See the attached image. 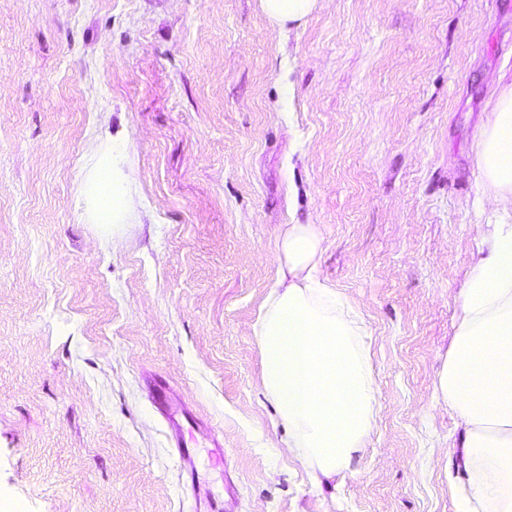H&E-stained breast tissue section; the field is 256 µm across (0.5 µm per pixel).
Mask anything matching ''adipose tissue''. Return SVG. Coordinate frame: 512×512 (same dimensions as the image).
I'll list each match as a JSON object with an SVG mask.
<instances>
[{"instance_id": "obj_1", "label": "adipose tissue", "mask_w": 512, "mask_h": 512, "mask_svg": "<svg viewBox=\"0 0 512 512\" xmlns=\"http://www.w3.org/2000/svg\"><path fill=\"white\" fill-rule=\"evenodd\" d=\"M478 167L512 208V82L501 86L479 140ZM461 311L436 392L462 431L457 512H512V224H480ZM318 242L294 224L277 281L253 325L264 390L311 475L349 471L376 414L371 332L318 272Z\"/></svg>"}]
</instances>
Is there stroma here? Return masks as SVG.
I'll list each match as a JSON object with an SVG mask.
<instances>
[{
  "instance_id": "35a3bbf8",
  "label": "stroma",
  "mask_w": 512,
  "mask_h": 512,
  "mask_svg": "<svg viewBox=\"0 0 512 512\" xmlns=\"http://www.w3.org/2000/svg\"><path fill=\"white\" fill-rule=\"evenodd\" d=\"M502 78L512 0L285 31L261 0H0V512H456L436 372L476 225L512 224L477 165ZM296 223L372 334L375 423L331 478L252 332Z\"/></svg>"
}]
</instances>
